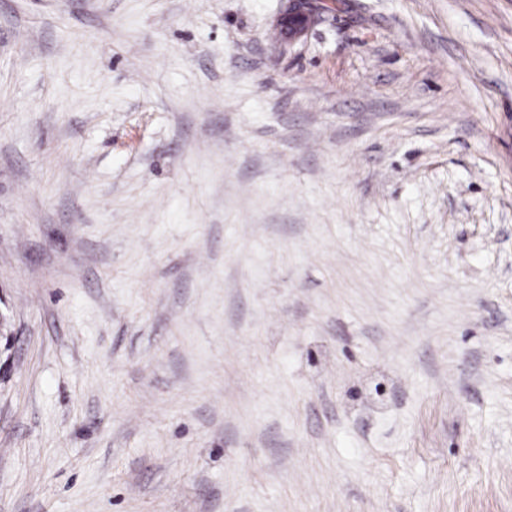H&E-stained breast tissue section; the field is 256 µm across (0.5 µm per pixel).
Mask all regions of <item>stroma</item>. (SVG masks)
<instances>
[{
	"instance_id": "stroma-1",
	"label": "stroma",
	"mask_w": 512,
	"mask_h": 512,
	"mask_svg": "<svg viewBox=\"0 0 512 512\" xmlns=\"http://www.w3.org/2000/svg\"><path fill=\"white\" fill-rule=\"evenodd\" d=\"M0 0V512H512V0ZM296 13L304 22L302 26L293 31V39L300 37L303 34V28L314 24L321 17L313 0H289L282 14L281 25L288 28L289 14Z\"/></svg>"
}]
</instances>
